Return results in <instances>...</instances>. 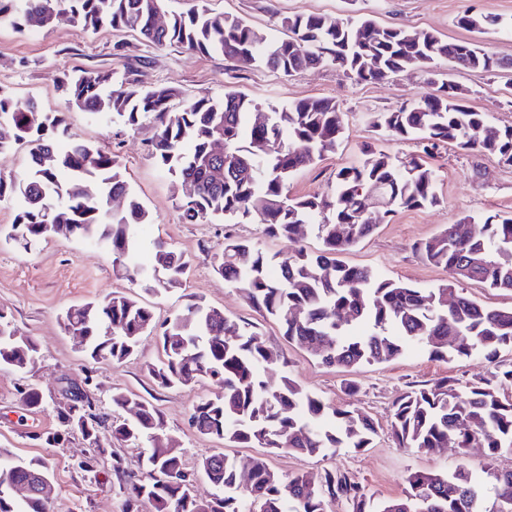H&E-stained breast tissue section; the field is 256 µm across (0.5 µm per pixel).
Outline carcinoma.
I'll use <instances>...</instances> for the list:
<instances>
[{
  "label": "carcinoma",
  "instance_id": "cac0c4a2",
  "mask_svg": "<svg viewBox=\"0 0 512 512\" xmlns=\"http://www.w3.org/2000/svg\"><path fill=\"white\" fill-rule=\"evenodd\" d=\"M163 0H0V23L23 32L47 27L62 12L89 30L109 26L137 33L155 46L177 44L189 51L216 52L229 60L260 61L290 76L330 62L361 82L378 81L409 68H425L446 57L468 69L497 76L512 72V59L498 58L476 43L458 56L459 43L429 31L383 26L370 18L336 27L319 15L284 17L288 38H269L243 18L202 7L173 14L159 26L155 17ZM458 25L485 33L500 26L492 15L465 14ZM68 102L93 115L112 114L131 126L152 117L157 133L152 158L180 180L175 203L186 224L226 218L238 224H261L267 235L295 239L313 226L323 248L303 249L275 261L247 240L225 238L212 253L214 273L239 290L262 317L284 318L282 336L307 349L328 367L357 368L388 363L412 346L432 358L482 355L495 360L512 349V308L492 309L456 292L452 283L422 290L382 279L367 267L349 266L337 255L370 236L376 225L365 214L370 193L380 196L386 212L425 208L439 202L436 174L421 158L371 153L361 166L336 172L332 193L292 198L288 179L336 148L343 130L342 112L326 98H306L283 109L271 108L262 123L251 121L256 105L241 91L224 99L194 97L178 112L175 87L114 79L101 70L55 77ZM251 126L248 145L240 132ZM488 121L464 103L451 80L433 93L415 97L393 112H379L372 127L394 139L419 136L424 151L453 143L457 148L494 154L512 165V127L485 136ZM223 142L225 151L214 153ZM26 151L21 174L0 175V200L16 205L8 235L27 250L46 238L48 224H69L71 234L112 254L114 275L155 295L183 286L187 262L168 241H153V265L136 255L138 227L151 216L129 193L125 170L116 157L69 132L63 115L44 111L38 101L21 99L0 86V154ZM127 199L120 211L110 200ZM416 251L429 263L451 270L459 279L489 288L512 290V216L499 214L472 223L465 216L420 243ZM60 324L87 337L89 363L130 357L140 336L156 329L153 308L131 294L113 293L101 300L69 307ZM163 359L146 365L159 386L190 387L202 380L218 387L190 417L201 435L250 447L287 448L321 455L331 448H366L376 433L372 419L357 409L331 407L285 374L274 380L268 370L279 359L247 324L220 309L192 300L162 326ZM36 341L11 327L0 311V366L24 371L35 364ZM512 368L457 389L446 379L412 386L393 402L389 423L403 448L427 451L452 442L467 448L480 442L488 456L512 452ZM63 432L81 426V435L97 441L104 418L91 399L66 393L57 408ZM121 442L147 448L141 459L144 478L119 483L123 512H325L326 502L344 499L351 512H512V470L490 468L478 476L465 467L450 473L411 472L400 499L376 501L344 474L307 473L283 479L258 457L231 459L222 452L199 462L215 492L203 496L190 484L183 456L170 453L171 437L162 413L139 401L136 417L112 426ZM251 473L247 490L239 489L242 468ZM37 474L50 475L39 457L23 458L0 448V512H51V500L37 493L19 498L4 487Z\"/></svg>",
  "mask_w": 512,
  "mask_h": 512
}]
</instances>
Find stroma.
Masks as SVG:
<instances>
[{
    "label": "stroma",
    "mask_w": 512,
    "mask_h": 512,
    "mask_svg": "<svg viewBox=\"0 0 512 512\" xmlns=\"http://www.w3.org/2000/svg\"><path fill=\"white\" fill-rule=\"evenodd\" d=\"M199 4L215 13L239 16L279 38L286 37L287 32L277 22L287 16L316 14L339 24L366 16L386 26L426 30L448 42H476L496 56L512 58V0H166L164 13H184ZM469 10L499 17L500 27L485 34L459 27L458 18ZM86 69L109 70L119 78L136 74L147 83L176 87L184 94L174 102L178 108L184 98H220L230 90L245 92L263 112L303 98L331 99L343 114V133L334 151L290 178L288 190L296 197L331 193L337 170L362 164L368 150L416 154V140L391 139L372 128L370 119L395 110L416 94L431 91L435 80H452L466 104L483 112L490 125L512 127V80L460 69L445 58L427 69L412 68L380 81L360 82L333 64L285 76L259 62L229 60L176 45L156 47L130 31L116 32L107 26L95 31L83 29L64 14L50 28L21 34L9 24H0V84L20 96L37 98L46 111L63 113L73 135L118 155L131 192L152 217L151 223L139 230L141 257H148L152 241L161 237L188 260L190 267L182 288L160 296L145 295L156 320L172 316L193 296L223 309L230 317L250 322L266 345L281 356L280 363L271 369L272 376L290 374L327 405L365 412L377 430L369 447L339 448L318 456L284 449L240 448L200 435L189 424L192 408L214 395L216 388L208 382L191 388L157 385L145 369L147 363L161 356L156 335L142 336L136 353L124 361L89 363L72 336L61 329L59 318L67 307L115 291H129V284L114 276L108 253L65 235L43 240L27 251L0 237V309L7 312L20 333L34 337L39 345L33 368L16 371L0 367V448L22 457H42L50 463L53 512L123 510L119 480L110 463H101L95 474L80 469V461L90 454L81 434H70L52 445L46 442L47 436L60 428L57 406L66 390L76 386L90 393L97 412L107 419L98 432L100 447L120 457L126 475L135 479L141 476L138 449L112 435L111 395L116 388L159 408L167 432L177 439L179 451L191 468L221 450L236 458H264L283 477L306 472L346 474L367 494L382 501L401 497L405 477L414 470L446 473L462 464L479 475L491 467L512 469L510 454L492 460L477 446L462 452L451 446L419 452L399 447L389 430L393 402L408 387L441 378L466 386L491 377L499 365L512 364L511 350L502 351L494 362L478 354L435 359L424 350L413 349L389 363L354 371L323 366L282 336L279 320L262 318L211 268L212 253L228 235L253 241L267 255L279 258L299 249L316 252L322 247L321 241L311 232L298 240L269 237L259 224L183 223L175 208L179 182L161 170L150 155L154 134L151 119H141L138 126L130 127L109 114L94 116L70 106L56 89L58 72ZM428 163L436 173L438 204L387 215L378 201H371L369 210L377 228L342 253V261L370 267L380 277L416 288L452 282L458 291L486 307L511 308L512 292L492 290L475 281H454L449 270L425 261L415 246L465 216L478 221L496 213L512 216V166L503 165L497 156L467 153L449 144ZM29 388L40 393L39 407L22 401V391Z\"/></svg>",
    "instance_id": "obj_1"
}]
</instances>
